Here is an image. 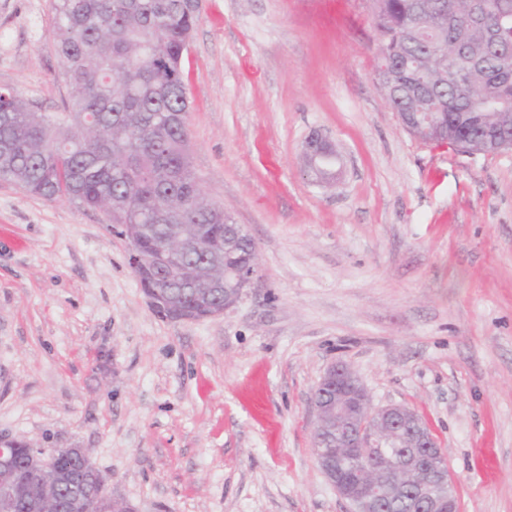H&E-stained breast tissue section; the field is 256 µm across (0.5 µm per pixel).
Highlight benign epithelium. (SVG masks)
Listing matches in <instances>:
<instances>
[{
  "instance_id": "7a95c632",
  "label": "benign epithelium",
  "mask_w": 512,
  "mask_h": 512,
  "mask_svg": "<svg viewBox=\"0 0 512 512\" xmlns=\"http://www.w3.org/2000/svg\"><path fill=\"white\" fill-rule=\"evenodd\" d=\"M303 154L308 170L314 175L334 166L339 160L333 142L319 132L312 133L305 140ZM256 269L255 264L242 271L234 267L224 269V282L231 281L233 285L224 288L223 304L211 307L205 317L214 318L233 308L241 300L245 289L252 284ZM147 297L154 310L171 320L197 319L196 315L175 305L158 289L149 290ZM327 385L335 388L334 396L312 397L314 430L318 431L313 451L320 469L337 493L352 505L353 512H372L382 498L404 488H412L421 493L431 508L446 505L448 512H459L458 501L448 497V485L453 483V479L448 472L445 457L440 453L435 454L431 460L423 458L417 449L401 457L384 454L380 459L384 468L383 479L358 480L349 477L343 467L344 455L338 449L390 448L398 440L399 424L415 420V413L400 404L373 406L369 391L354 370L345 364L331 366L317 388L322 389ZM15 441L14 437L0 436V474L5 478L10 469L14 468ZM90 482L105 488L101 473L92 465L73 474L71 500L78 501L80 489Z\"/></svg>"
}]
</instances>
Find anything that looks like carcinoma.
<instances>
[{
  "instance_id": "1",
  "label": "carcinoma",
  "mask_w": 512,
  "mask_h": 512,
  "mask_svg": "<svg viewBox=\"0 0 512 512\" xmlns=\"http://www.w3.org/2000/svg\"><path fill=\"white\" fill-rule=\"evenodd\" d=\"M471 0H371L387 68L378 86L398 112L448 109L425 126L430 144L484 153L512 140V61L490 49V34L512 44V0H482L483 21ZM201 4L189 0H55V47L68 88L66 119L51 120L14 90L0 88V181L49 201L64 199L86 210L107 211L120 231L139 234L145 257L157 244L183 233L189 247L179 256L183 279L221 280L224 266H245L247 247L224 250L223 207L202 192L190 157L183 79L186 44ZM171 292L178 303L205 310L191 289ZM28 448L17 443L15 481L25 493L0 512H53L64 495L70 451L47 455L58 470L57 490H44L29 466ZM362 470L379 464L377 451L351 448ZM388 512H423L406 493Z\"/></svg>"
}]
</instances>
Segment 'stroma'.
Here are the masks:
<instances>
[{"mask_svg": "<svg viewBox=\"0 0 512 512\" xmlns=\"http://www.w3.org/2000/svg\"><path fill=\"white\" fill-rule=\"evenodd\" d=\"M369 0H203L191 162L258 249L223 315L151 307L99 212L0 182V434L81 448L135 512H351L310 401L349 364L443 448L462 512H512V152L404 131ZM54 0H0V87L64 112ZM315 131L343 174L318 184ZM304 160L306 167L316 176L319 170L337 166L339 155L333 142L322 133L314 132L305 140Z\"/></svg>", "mask_w": 512, "mask_h": 512, "instance_id": "obj_1", "label": "stroma"}]
</instances>
